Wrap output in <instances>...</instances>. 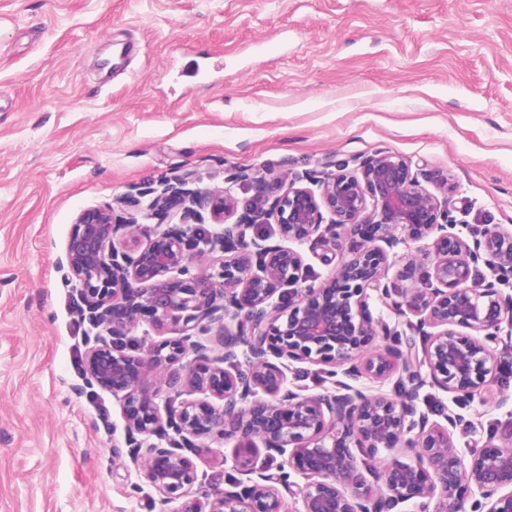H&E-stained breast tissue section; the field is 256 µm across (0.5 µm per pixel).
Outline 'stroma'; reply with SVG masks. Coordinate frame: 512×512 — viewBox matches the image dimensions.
Returning <instances> with one entry per match:
<instances>
[{
	"mask_svg": "<svg viewBox=\"0 0 512 512\" xmlns=\"http://www.w3.org/2000/svg\"><path fill=\"white\" fill-rule=\"evenodd\" d=\"M380 149L450 174L428 188L455 223L512 227V0H0V512L177 510L113 460L118 400L73 390L88 325L58 260L82 210ZM430 249L396 247L398 290ZM504 393L463 407L457 446H512Z\"/></svg>",
	"mask_w": 512,
	"mask_h": 512,
	"instance_id": "obj_1",
	"label": "stroma"
}]
</instances>
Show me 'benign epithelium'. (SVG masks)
Returning <instances> with one entry per match:
<instances>
[{
	"label": "benign epithelium",
	"instance_id": "1",
	"mask_svg": "<svg viewBox=\"0 0 512 512\" xmlns=\"http://www.w3.org/2000/svg\"><path fill=\"white\" fill-rule=\"evenodd\" d=\"M250 181L239 207L229 185ZM221 193L167 183L150 214L179 213L142 235L98 206L79 213L59 264L76 279L87 347L84 380L121 405L127 451L115 459L143 467L160 503L177 512H512V448L488 439L463 452L453 433L472 422L417 413L416 390L430 385L470 401L494 378L495 345L512 340V228L489 225L468 240L448 222V198L424 187L411 163L379 150L352 169L302 185L239 170ZM209 210L219 230L201 236ZM275 225L279 241L256 233ZM432 240L425 287L405 294L403 313L426 337L422 354L402 350L375 320L368 299L391 297L390 251ZM312 243L333 265L307 283L300 246ZM198 253L218 255L208 276L192 271ZM501 277L476 278L479 264ZM154 336L126 338L141 322ZM249 372H231L239 354ZM308 363L343 393L309 396L285 388L288 363ZM400 369L411 391L392 398L336 379L376 382ZM234 441L236 475L227 488L200 492L194 457L211 442ZM381 483L370 485L364 471ZM297 475L301 481L290 480Z\"/></svg>",
	"mask_w": 512,
	"mask_h": 512
}]
</instances>
